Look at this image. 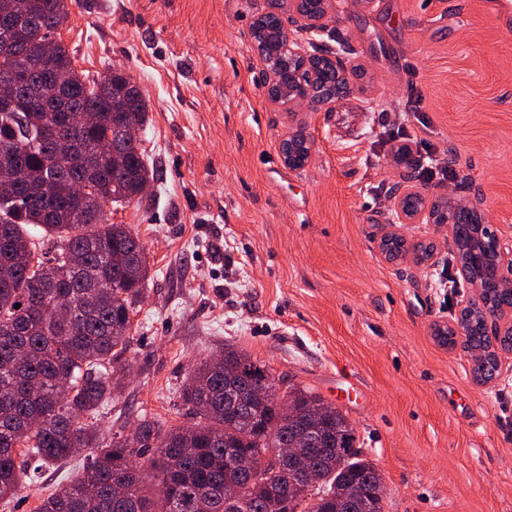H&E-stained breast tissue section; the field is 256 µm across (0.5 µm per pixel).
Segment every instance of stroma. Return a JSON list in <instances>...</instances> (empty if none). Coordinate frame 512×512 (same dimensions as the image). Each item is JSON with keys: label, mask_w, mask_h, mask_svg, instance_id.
<instances>
[{"label": "stroma", "mask_w": 512, "mask_h": 512, "mask_svg": "<svg viewBox=\"0 0 512 512\" xmlns=\"http://www.w3.org/2000/svg\"><path fill=\"white\" fill-rule=\"evenodd\" d=\"M289 2L80 0L56 33L77 70L121 69L149 104L139 146L155 179L106 208L145 243L149 274L124 393L99 430L190 425L179 391L230 344L346 414L382 474L384 512H512V354L481 387L470 356L431 335L470 295L447 227H396L436 242L432 264L378 251L407 176L389 149L399 130L454 172L427 190L479 198L512 240V39L486 0H333L326 29L303 38L342 54L354 91L330 112L287 110L264 95L251 27ZM291 129L315 143L300 172L278 154ZM77 472L42 469L0 512H35Z\"/></svg>", "instance_id": "obj_1"}]
</instances>
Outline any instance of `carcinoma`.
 I'll list each match as a JSON object with an SVG mask.
<instances>
[{
	"label": "carcinoma",
	"mask_w": 512,
	"mask_h": 512,
	"mask_svg": "<svg viewBox=\"0 0 512 512\" xmlns=\"http://www.w3.org/2000/svg\"><path fill=\"white\" fill-rule=\"evenodd\" d=\"M73 0H28L27 17L13 35L0 36L7 70L25 76L15 88L17 105L0 110V180L14 185L0 195V501L11 502L24 478L38 468L87 453V464L42 500L37 512H357L340 491H371L383 481L375 463L356 448L348 417L300 385L284 393L295 411L284 423L275 396L253 405L224 403V375L247 389L269 377L268 368L243 350L224 346L202 359L182 385L180 398L197 421L165 428L143 421L136 442L113 434L99 442L102 408L122 396L113 378L124 370L130 320L144 296L146 247L126 224H110L105 207L139 197L154 172L138 142L125 140L114 157L98 145L119 134L129 113L144 124L148 101L127 86L121 72L97 79L80 73L55 37ZM255 39H282L272 18ZM67 78L65 103L72 112H95L98 122L78 136L81 148L63 153L43 137L55 86L43 69L44 47ZM41 228L39 242L31 229ZM485 302L512 305V290L499 286L491 255L480 257ZM20 308H15V305ZM467 349L486 353L481 321L467 328ZM69 381L62 390L58 381ZM308 430L305 448L318 486L296 501L282 470L268 485L224 497V482L237 477V459L261 461L271 448L292 442L289 429ZM148 456L147 469L135 459Z\"/></svg>",
	"instance_id": "carcinoma-1"
}]
</instances>
